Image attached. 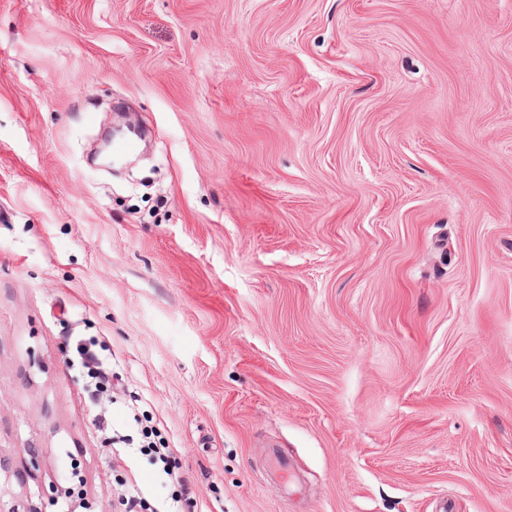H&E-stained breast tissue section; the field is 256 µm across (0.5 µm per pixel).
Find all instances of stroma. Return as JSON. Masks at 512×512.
I'll list each match as a JSON object with an SVG mask.
<instances>
[{
    "mask_svg": "<svg viewBox=\"0 0 512 512\" xmlns=\"http://www.w3.org/2000/svg\"><path fill=\"white\" fill-rule=\"evenodd\" d=\"M76 336L197 512H512V0H0V512L154 486ZM95 346L86 340H78L70 365L85 374L87 383L92 388L89 418L104 442L118 451L117 457L115 455V458H112V466L122 467L121 462L124 461L125 453L129 456L135 453L149 456L154 467L155 480L165 488L179 487V491L173 490L167 499L151 503L146 492L136 481L131 483L126 480L120 485L121 492L118 494L124 512H183L184 505L193 503L189 497L190 490L185 479L172 464V448L163 441H159L158 445L153 428L143 424V419L150 422L147 417L149 412L142 410L137 403V406H126V415L132 423L125 426L124 420L114 421L113 408H102V400H106L110 406L117 403L115 395L123 386L119 381L112 383L109 359L102 357L93 348ZM117 448H121L122 452Z\"/></svg>",
    "mask_w": 512,
    "mask_h": 512,
    "instance_id": "35a3bbf8",
    "label": "stroma"
}]
</instances>
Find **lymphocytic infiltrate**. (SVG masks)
<instances>
[{
    "instance_id": "1",
    "label": "lymphocytic infiltrate",
    "mask_w": 512,
    "mask_h": 512,
    "mask_svg": "<svg viewBox=\"0 0 512 512\" xmlns=\"http://www.w3.org/2000/svg\"><path fill=\"white\" fill-rule=\"evenodd\" d=\"M71 366L88 379L92 389L89 418L105 443L122 449L123 454L148 456L156 481L172 490L170 497L153 503L138 483H124L119 494L124 512H183L190 502V490L172 464V449L166 443L156 442L153 428L146 425V411L131 405L126 409V420L118 421L113 416L111 406L116 403L122 385L113 382L109 360L81 339L75 345Z\"/></svg>"
}]
</instances>
